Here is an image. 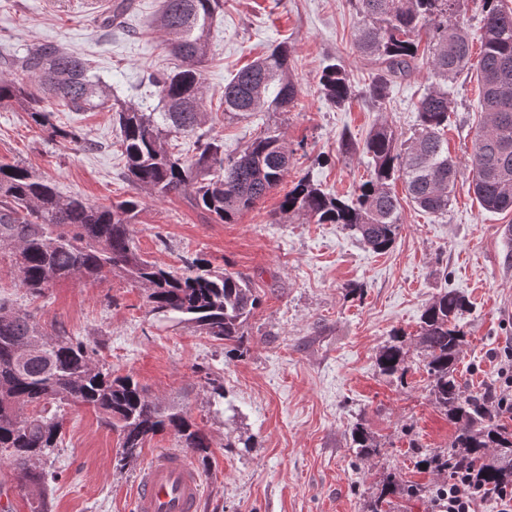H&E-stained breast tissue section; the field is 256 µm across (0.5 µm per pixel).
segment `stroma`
I'll return each instance as SVG.
<instances>
[{
	"label": "stroma",
	"mask_w": 512,
	"mask_h": 512,
	"mask_svg": "<svg viewBox=\"0 0 512 512\" xmlns=\"http://www.w3.org/2000/svg\"><path fill=\"white\" fill-rule=\"evenodd\" d=\"M115 0H0V48L21 53L45 41L89 59L93 72L120 100L157 105L145 78L174 66L167 37L156 24L161 0H128L121 28L101 19ZM361 25L348 0H224L214 21L212 53L202 67L211 136L225 154L241 150L264 127L282 132L293 152L281 186L236 223L216 222L181 195L136 190L121 175L118 131L107 111L73 114L54 106L61 126L81 127L96 149L56 143L15 108L0 107V164H22L53 178L62 194L108 205L138 195L133 226L141 254L169 266L201 255L220 271L247 277L261 298L243 327L242 356L195 328L153 315L145 292L115 276L102 284L56 283L35 297L19 288L14 256L0 250V297L33 313L44 331L66 329L94 347L100 364L133 375L163 404L177 403L211 442L197 512H365L381 481L434 489L443 475L419 466L418 448L447 452L457 427L428 395L416 345L421 313L441 289L463 294L472 309L458 377L465 393L496 391L498 371L512 349V212L484 210L472 192L468 158L485 120L476 78L458 81L446 133L460 175L447 215L434 217L401 204L393 247L376 253L336 224L288 218L279 205L296 177L306 174L326 192L347 197L367 179L361 145L379 123L400 139L416 126L417 100L431 87L427 65L391 86L383 109L355 100L331 107L318 79L339 59L356 87L373 69L354 43ZM291 50L298 105L225 119L221 98L230 74L279 43ZM350 133L355 146L342 151ZM403 335L409 370L403 380L381 376L375 357L393 333ZM223 381L214 402L206 378ZM362 422L379 448L357 458L350 430ZM247 438V448L226 447ZM173 435L146 442L138 458L118 466L119 438L88 407L66 408L64 436L50 484L52 512H133L135 483L152 456L177 449Z\"/></svg>",
	"instance_id": "obj_1"
}]
</instances>
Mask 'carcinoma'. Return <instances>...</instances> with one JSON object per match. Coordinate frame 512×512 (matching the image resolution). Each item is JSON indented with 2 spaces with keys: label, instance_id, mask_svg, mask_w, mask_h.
Here are the masks:
<instances>
[{
  "label": "carcinoma",
  "instance_id": "carcinoma-1",
  "mask_svg": "<svg viewBox=\"0 0 512 512\" xmlns=\"http://www.w3.org/2000/svg\"><path fill=\"white\" fill-rule=\"evenodd\" d=\"M361 17L355 49L375 71L356 91L339 62L327 64L320 92L335 108L356 96L381 106L390 85L411 74L420 60V33L429 38L427 63L436 86L416 105L418 127L398 143L394 130L380 123L363 150L372 162L369 179L351 197L327 193L309 176L293 183L280 204L284 215L304 216L315 224H340L371 250L394 244L401 226L397 181L418 209L440 217L448 213L459 176L448 152L445 129L452 112L448 87L463 73H476L486 121L473 138L470 154L473 190L489 212L512 211V8L504 0H480L482 51L472 55L469 35L459 18L467 0H349ZM224 0H162L158 22L168 35L175 67L147 77L158 104L111 103L110 88L91 74L88 60L45 43L11 59L23 78L0 76V105L11 104L57 140L80 142L81 134L52 122L45 103L55 101L70 112L107 110L120 132L125 178L136 188L159 196L184 194L191 204L224 224H233L288 174L289 153L282 135L259 132L238 154L224 156V143L208 135L201 67L212 54L210 29ZM297 105L290 51L280 43L268 55L240 68L224 83V114L290 112ZM193 139L195 154L168 148L176 136ZM140 199L130 196L110 206L78 195H62L54 181L22 165H0V249L15 252V278L32 296H42L61 280L82 278L102 283L116 275L146 292L150 312L198 328L221 341L231 354L244 353L241 328L259 306L250 281L217 271L197 255L178 269L139 253L132 224ZM470 302L443 288L426 305L417 343L429 380V394L448 420L458 425L451 449L427 454L426 468L454 476L479 475L485 486L512 485V429L498 423L491 392L467 394L456 376L465 334L460 325ZM44 348L24 360L14 349L36 338ZM83 341L58 331L44 332L36 317L0 298V451L7 453L29 490L30 512H51L48 473L35 460L55 455L61 443L68 406H92L118 432L121 459L140 453L147 440L169 432L186 453L210 463L208 436L176 405L152 397L133 376L114 377L94 359ZM406 351L401 344L383 346L376 356L379 372L403 379ZM356 456L377 452L361 422L351 429ZM420 495L392 476L366 512H386L390 499Z\"/></svg>",
  "mask_w": 512,
  "mask_h": 512
}]
</instances>
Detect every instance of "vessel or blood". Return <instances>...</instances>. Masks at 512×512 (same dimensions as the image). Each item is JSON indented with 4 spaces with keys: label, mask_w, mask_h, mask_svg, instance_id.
<instances>
[{
    "label": "vessel or blood",
    "mask_w": 512,
    "mask_h": 512,
    "mask_svg": "<svg viewBox=\"0 0 512 512\" xmlns=\"http://www.w3.org/2000/svg\"><path fill=\"white\" fill-rule=\"evenodd\" d=\"M201 477L181 452L155 456L139 476L133 498L134 512H197Z\"/></svg>",
    "instance_id": "b4317fda"
}]
</instances>
